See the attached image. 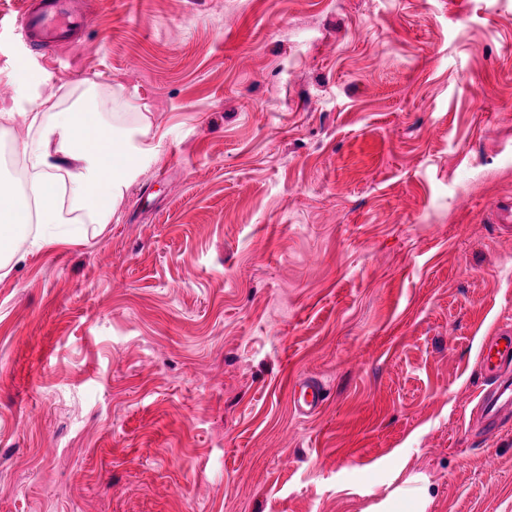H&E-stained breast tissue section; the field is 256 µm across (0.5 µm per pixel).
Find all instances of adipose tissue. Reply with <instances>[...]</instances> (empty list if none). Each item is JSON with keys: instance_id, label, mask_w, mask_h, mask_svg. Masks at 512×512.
<instances>
[{"instance_id": "ef3b65f1", "label": "adipose tissue", "mask_w": 512, "mask_h": 512, "mask_svg": "<svg viewBox=\"0 0 512 512\" xmlns=\"http://www.w3.org/2000/svg\"><path fill=\"white\" fill-rule=\"evenodd\" d=\"M12 105L0 109V127L23 118L28 135L17 145L29 170L24 190L0 180V270L16 255L20 231L33 247L75 240L64 213L97 224L109 223L130 187L154 162L156 144L144 124L105 121L79 104H51L40 109L41 82L31 67L11 77Z\"/></svg>"}]
</instances>
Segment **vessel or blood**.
Here are the masks:
<instances>
[{
	"instance_id": "1",
	"label": "vessel or blood",
	"mask_w": 512,
	"mask_h": 512,
	"mask_svg": "<svg viewBox=\"0 0 512 512\" xmlns=\"http://www.w3.org/2000/svg\"><path fill=\"white\" fill-rule=\"evenodd\" d=\"M83 20L73 0H32L21 21L29 44L36 50L49 52L59 46L75 42ZM479 361L483 369L492 374L496 386L482 398L486 425H494L497 414L512 402V383L506 382L512 373V324L507 323L495 336L483 344ZM294 408L299 416L316 415L325 401L323 382L310 375H302L292 383Z\"/></svg>"
}]
</instances>
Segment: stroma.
Masks as SVG:
<instances>
[{
    "mask_svg": "<svg viewBox=\"0 0 512 512\" xmlns=\"http://www.w3.org/2000/svg\"><path fill=\"white\" fill-rule=\"evenodd\" d=\"M23 2L0 83L133 103L158 151L0 277V512H512V415L472 428L512 317V0H81L58 61ZM294 408L301 417L316 415L325 401L323 382L310 375H301L292 383Z\"/></svg>",
    "mask_w": 512,
    "mask_h": 512,
    "instance_id": "35a3bbf8",
    "label": "stroma"
}]
</instances>
